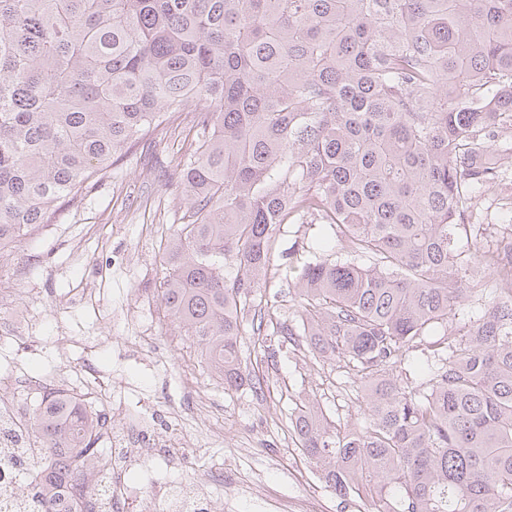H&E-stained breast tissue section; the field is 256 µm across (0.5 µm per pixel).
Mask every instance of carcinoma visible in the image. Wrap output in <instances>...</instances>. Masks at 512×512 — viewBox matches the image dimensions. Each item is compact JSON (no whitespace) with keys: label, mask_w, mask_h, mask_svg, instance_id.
Returning <instances> with one entry per match:
<instances>
[{"label":"carcinoma","mask_w":512,"mask_h":512,"mask_svg":"<svg viewBox=\"0 0 512 512\" xmlns=\"http://www.w3.org/2000/svg\"><path fill=\"white\" fill-rule=\"evenodd\" d=\"M194 112L188 205L162 253L160 304L224 392L251 382L245 314L346 361L366 426L290 415L327 487L368 512H512V240L464 254L476 194L512 125V0H0V250L48 224L166 117ZM334 228L367 266L295 260L298 320L256 301L277 228ZM236 267L224 276V261ZM488 274L483 309L432 342L425 386L395 375ZM29 512L87 492L104 414L64 390L28 418Z\"/></svg>","instance_id":"1"}]
</instances>
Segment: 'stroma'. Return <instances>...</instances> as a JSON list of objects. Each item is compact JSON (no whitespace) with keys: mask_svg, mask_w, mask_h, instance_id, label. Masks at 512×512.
<instances>
[{"mask_svg":"<svg viewBox=\"0 0 512 512\" xmlns=\"http://www.w3.org/2000/svg\"><path fill=\"white\" fill-rule=\"evenodd\" d=\"M194 134L191 114L167 120L0 261V283L12 290L0 300V323L25 315L32 323L26 344L0 342V373L17 368L36 383L32 390H0V401L28 417L66 372L79 397L106 407L121 400L128 417L151 427L177 416L193 430L222 429V441H205L193 468L159 455L146 469L126 472L125 483L144 485L131 496L128 512H150L154 500L145 485L152 481L208 482L215 512L226 506L236 512H300L305 506L312 512H366L362 502L341 501L326 486L288 423L301 395L315 398L334 422L364 423L366 388L356 373L316 364L305 344L246 333L242 364L260 385L228 394L209 374L198 347L163 316L161 246L186 211L179 172ZM500 164L506 180L485 187L475 206L488 247L512 228V156ZM326 249L338 260L350 258L328 225L284 224L277 230L276 273L264 286L277 319L291 323L297 317L295 277L287 272L291 254L312 258ZM90 343L95 351H87ZM90 366L122 376L125 389L94 390L85 378ZM216 459L224 467L213 476Z\"/></svg>","mask_w":512,"mask_h":512,"instance_id":"obj_1","label":"stroma"}]
</instances>
